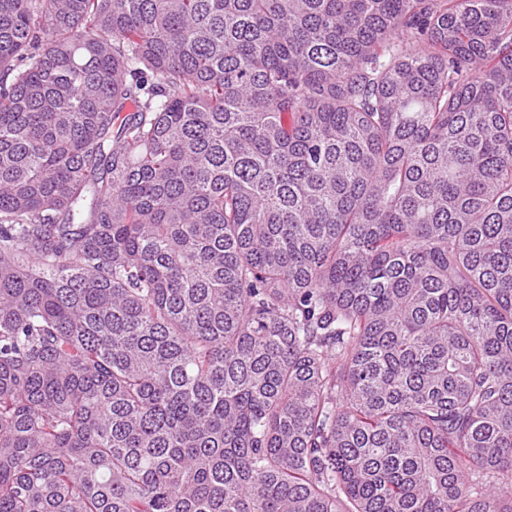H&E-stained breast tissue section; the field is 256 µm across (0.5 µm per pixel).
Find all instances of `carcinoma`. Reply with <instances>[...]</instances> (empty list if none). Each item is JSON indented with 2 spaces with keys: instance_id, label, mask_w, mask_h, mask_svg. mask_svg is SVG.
Returning a JSON list of instances; mask_svg holds the SVG:
<instances>
[{
  "instance_id": "carcinoma-1",
  "label": "carcinoma",
  "mask_w": 512,
  "mask_h": 512,
  "mask_svg": "<svg viewBox=\"0 0 512 512\" xmlns=\"http://www.w3.org/2000/svg\"><path fill=\"white\" fill-rule=\"evenodd\" d=\"M0 512H512V0H0Z\"/></svg>"
}]
</instances>
